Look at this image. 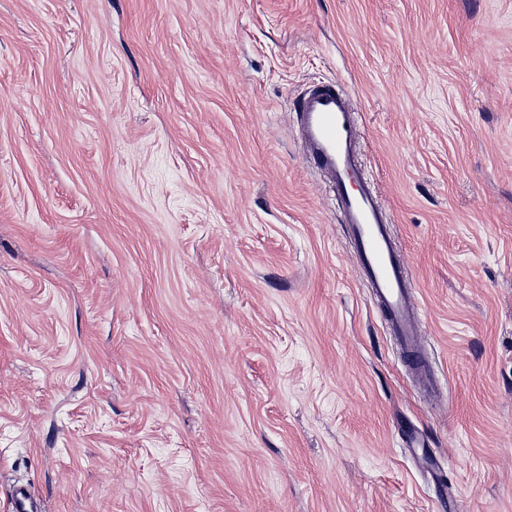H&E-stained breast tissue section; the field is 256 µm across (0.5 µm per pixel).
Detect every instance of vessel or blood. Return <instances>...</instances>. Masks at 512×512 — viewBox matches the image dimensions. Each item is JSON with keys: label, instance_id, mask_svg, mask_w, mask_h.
Here are the masks:
<instances>
[{"label": "vessel or blood", "instance_id": "1", "mask_svg": "<svg viewBox=\"0 0 512 512\" xmlns=\"http://www.w3.org/2000/svg\"><path fill=\"white\" fill-rule=\"evenodd\" d=\"M293 110L307 158L324 177L339 221L347 226L370 296L411 369L423 372L416 289L387 212L360 160V113L349 95L332 85H316L299 93ZM7 512H37L27 486L10 490Z\"/></svg>", "mask_w": 512, "mask_h": 512}]
</instances>
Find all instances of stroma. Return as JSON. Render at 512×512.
I'll use <instances>...</instances> for the list:
<instances>
[{
  "instance_id": "1",
  "label": "stroma",
  "mask_w": 512,
  "mask_h": 512,
  "mask_svg": "<svg viewBox=\"0 0 512 512\" xmlns=\"http://www.w3.org/2000/svg\"><path fill=\"white\" fill-rule=\"evenodd\" d=\"M327 81L442 400L304 156ZM17 482L39 512H512V0H0V512Z\"/></svg>"
}]
</instances>
